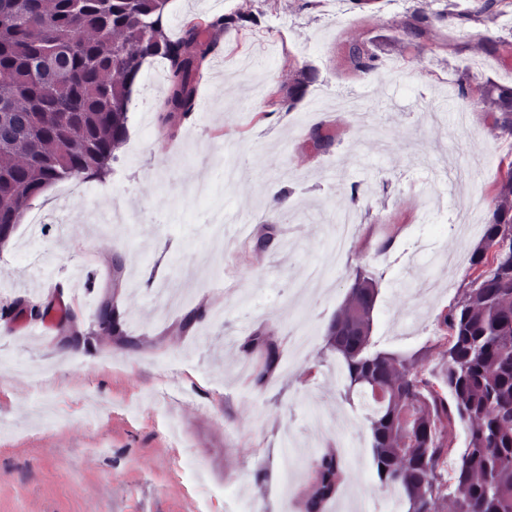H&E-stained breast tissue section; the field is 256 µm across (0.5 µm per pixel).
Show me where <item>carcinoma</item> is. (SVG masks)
Listing matches in <instances>:
<instances>
[{
	"instance_id": "1",
	"label": "carcinoma",
	"mask_w": 512,
	"mask_h": 512,
	"mask_svg": "<svg viewBox=\"0 0 512 512\" xmlns=\"http://www.w3.org/2000/svg\"><path fill=\"white\" fill-rule=\"evenodd\" d=\"M169 0H0V238L10 237L30 201L60 182H105L128 131L129 102L145 61L166 63L168 92L157 122L176 129L196 108V76L216 50L214 31H240L247 19L220 15L182 25L167 35ZM503 0L434 12L418 10L420 25L446 19L466 23L494 13ZM353 68L374 73L379 56L359 49ZM465 72L459 94L480 92L494 112L493 127L512 136V88L480 85ZM512 164L498 182L489 219L472 253L480 274L438 321L446 368L437 382L424 377L417 358L399 360L371 348L377 290L359 271L343 311L327 328V345L341 356L354 391L379 388L385 399L370 414L372 451L382 485L402 492V512H512ZM261 349L253 384L263 387L280 360L261 333L245 353ZM468 426L459 464L448 428ZM346 478L336 454H326L311 478L305 512H323Z\"/></svg>"
}]
</instances>
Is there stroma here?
Here are the masks:
<instances>
[{"instance_id": "obj_1", "label": "stroma", "mask_w": 512, "mask_h": 512, "mask_svg": "<svg viewBox=\"0 0 512 512\" xmlns=\"http://www.w3.org/2000/svg\"><path fill=\"white\" fill-rule=\"evenodd\" d=\"M420 7L437 0H170L175 37L196 17L258 24L216 34L197 79L203 105L177 135L156 120L166 66L147 62L106 183L48 189L0 242L5 321L38 322L51 304L34 273L40 257L82 291L46 342L0 332V512H303L316 462L336 451L344 490L364 512H388L368 418L336 377L326 328L356 270H368L376 349L440 367L437 316L462 294L512 166V138L457 82L467 69L512 87V52L490 55L479 41L512 40V0L466 38L446 21L406 37ZM354 43L378 54L376 73L350 66ZM297 83L293 108L268 106L269 89ZM317 129L334 134L329 149H314ZM448 160L475 168L464 189L448 188ZM281 185L294 193L269 214ZM343 209L357 223L340 252ZM464 217L476 229L460 237L451 227ZM268 218V247L240 242ZM107 296L125 342L98 326ZM257 331L283 353L297 333L313 343L301 365L277 366L258 388L242 367Z\"/></svg>"}]
</instances>
